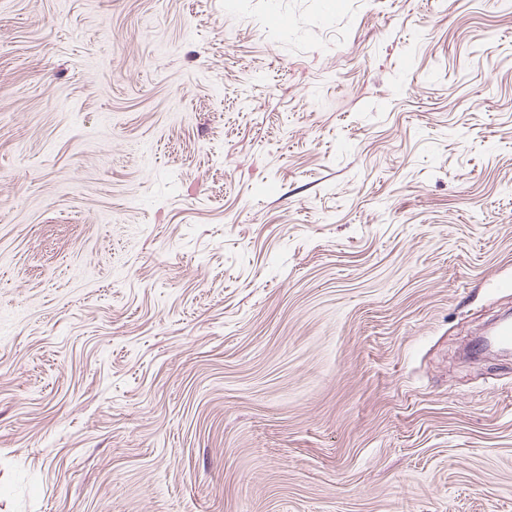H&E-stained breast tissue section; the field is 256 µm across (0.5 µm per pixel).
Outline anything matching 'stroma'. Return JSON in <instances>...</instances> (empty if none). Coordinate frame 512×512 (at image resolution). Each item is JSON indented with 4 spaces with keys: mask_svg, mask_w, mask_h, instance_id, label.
I'll use <instances>...</instances> for the list:
<instances>
[{
    "mask_svg": "<svg viewBox=\"0 0 512 512\" xmlns=\"http://www.w3.org/2000/svg\"><path fill=\"white\" fill-rule=\"evenodd\" d=\"M500 0H0V512H512Z\"/></svg>",
    "mask_w": 512,
    "mask_h": 512,
    "instance_id": "1",
    "label": "stroma"
}]
</instances>
